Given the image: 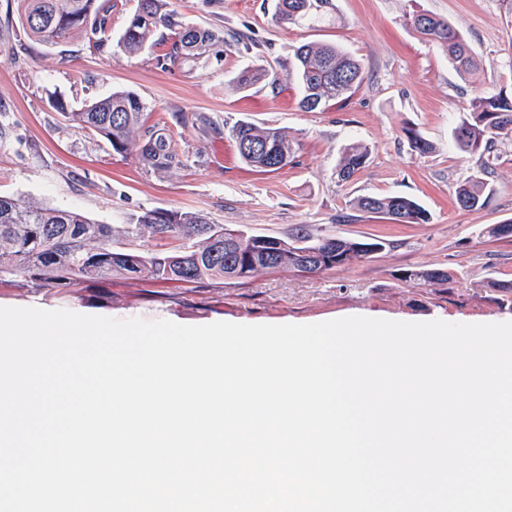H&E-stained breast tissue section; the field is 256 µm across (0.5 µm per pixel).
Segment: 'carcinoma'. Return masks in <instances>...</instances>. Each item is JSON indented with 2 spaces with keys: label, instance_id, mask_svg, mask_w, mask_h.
<instances>
[{
  "label": "carcinoma",
  "instance_id": "cac0c4a2",
  "mask_svg": "<svg viewBox=\"0 0 512 512\" xmlns=\"http://www.w3.org/2000/svg\"><path fill=\"white\" fill-rule=\"evenodd\" d=\"M20 21L35 40L54 46L75 36L100 48L112 23V0H19ZM332 0H276L275 20L287 24L316 25L326 20ZM404 24L425 42L448 50L459 74L473 76L479 60L465 36L448 20L421 10L404 14ZM163 28L168 37L154 39ZM224 41L218 32L191 26L171 9L170 0H136L117 47L127 56L147 48L164 47L155 56L167 69L185 62L198 63L205 49ZM300 91L301 108L321 110L330 102L345 99L363 80L359 61L340 47L309 42L297 47L288 65ZM263 82L273 91L279 77L262 66H246L230 83L246 90ZM144 104L137 94L118 90L110 96L68 113L78 130L101 137L118 154L136 152L143 165L167 170L183 165L182 151L172 140L155 134L135 137L140 129ZM402 132L411 149L421 155L434 145L414 127ZM240 160L266 170L265 148L292 156L298 144L278 127H259L240 121L230 130ZM455 144L479 156L478 171L454 188L456 204L463 210L486 207L495 194L490 153L494 143L512 141V97L499 90L483 89L468 108L460 112L452 128ZM365 146L352 143L340 159L337 175L347 181L365 167ZM356 211L387 217L401 224H427L431 215L416 199L404 195L362 196L350 201ZM122 235L133 241L145 235L175 245L143 255L130 247L112 245L110 224H98L82 213L26 203L0 195V282L21 274L31 288H66L87 278L113 272L133 278L176 281L186 285L208 279H245L262 271L293 270L318 275L359 262L384 248L378 239L361 240L333 234L312 236L300 228L287 238L272 237L269 247L258 245L256 235L210 223L196 212L146 210L125 225ZM404 281L444 286L452 275L440 268L411 269L401 273Z\"/></svg>",
  "mask_w": 512,
  "mask_h": 512
}]
</instances>
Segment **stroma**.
Listing matches in <instances>:
<instances>
[{
	"instance_id": "1",
	"label": "stroma",
	"mask_w": 512,
	"mask_h": 512,
	"mask_svg": "<svg viewBox=\"0 0 512 512\" xmlns=\"http://www.w3.org/2000/svg\"><path fill=\"white\" fill-rule=\"evenodd\" d=\"M110 36L95 49L80 38L46 46L22 28L18 0H0V195L78 211L112 225L123 245L124 224L148 209L198 212L210 223L247 234L285 238L313 234L376 238L383 250L320 275L261 272L248 279L208 280L198 287L98 277L70 288L36 290L23 276L0 283V305L36 303L47 310L155 319L184 325L312 324L368 312L380 318L453 323L512 319L489 281L512 282V238L487 234L512 221V143L493 152L496 193L478 211L457 207L453 188L480 165L458 149L451 127L477 87L512 92V0H333L329 21L315 27L279 24L273 0H171L183 20L223 33L201 64L157 66L152 51L127 57L117 47L136 0H117ZM427 10L449 19L478 55V78L461 77L447 52L418 40L404 13ZM331 42L362 63L364 79L346 100L323 111L299 106L288 74L295 47ZM248 65L277 72L281 89L232 90ZM116 90L145 105L143 127L171 138L184 167L155 172L135 155L114 153L103 139L73 129L66 118ZM216 120L221 130L181 124L179 113ZM245 120L274 126L298 143L288 166L271 173L244 165L227 132ZM413 125L436 150L412 151L401 132ZM369 160L346 183L335 171L352 142ZM408 195L431 214L426 224H397L352 210L359 196ZM442 268L453 283L438 288L401 279L402 270Z\"/></svg>"
}]
</instances>
